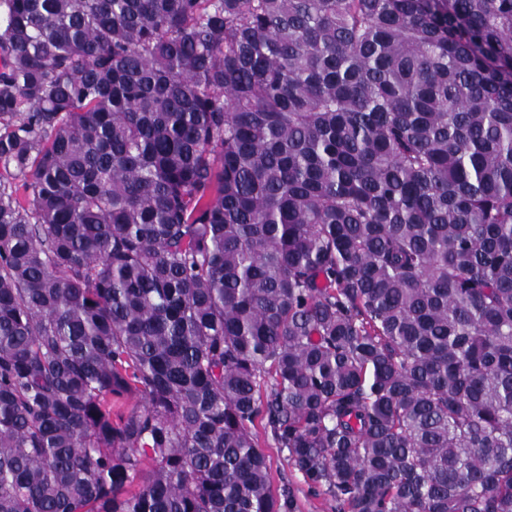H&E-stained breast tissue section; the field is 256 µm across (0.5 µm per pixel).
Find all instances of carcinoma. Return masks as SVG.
Masks as SVG:
<instances>
[{"mask_svg": "<svg viewBox=\"0 0 512 512\" xmlns=\"http://www.w3.org/2000/svg\"><path fill=\"white\" fill-rule=\"evenodd\" d=\"M0 512H512V0H0ZM253 433L256 435L259 449L270 463V478L274 490L281 492L284 487L288 488L296 506L294 512H336V503L329 496L309 488L301 474L289 464L287 451L276 447L270 433H266L258 423Z\"/></svg>", "mask_w": 512, "mask_h": 512, "instance_id": "obj_1", "label": "carcinoma"}]
</instances>
